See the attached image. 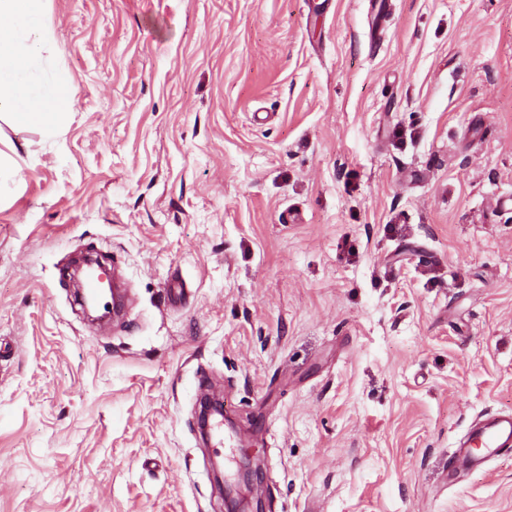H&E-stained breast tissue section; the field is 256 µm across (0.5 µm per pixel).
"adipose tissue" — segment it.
Returning a JSON list of instances; mask_svg holds the SVG:
<instances>
[{
  "label": "adipose tissue",
  "instance_id": "adipose-tissue-1",
  "mask_svg": "<svg viewBox=\"0 0 512 512\" xmlns=\"http://www.w3.org/2000/svg\"><path fill=\"white\" fill-rule=\"evenodd\" d=\"M44 5L45 0H0V117L18 128H37L50 140L61 133L76 90L64 80L47 87L32 80L53 39L42 21Z\"/></svg>",
  "mask_w": 512,
  "mask_h": 512
}]
</instances>
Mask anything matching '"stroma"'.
Masks as SVG:
<instances>
[{
    "instance_id": "1",
    "label": "stroma",
    "mask_w": 512,
    "mask_h": 512,
    "mask_svg": "<svg viewBox=\"0 0 512 512\" xmlns=\"http://www.w3.org/2000/svg\"><path fill=\"white\" fill-rule=\"evenodd\" d=\"M0 189V512H512V0H47ZM96 252L133 301L88 322ZM508 448H512V412L489 415L472 424L460 440L449 470L453 475L481 470L492 457Z\"/></svg>"
}]
</instances>
